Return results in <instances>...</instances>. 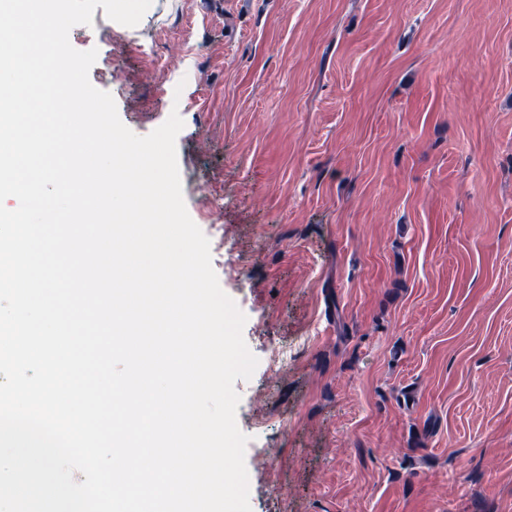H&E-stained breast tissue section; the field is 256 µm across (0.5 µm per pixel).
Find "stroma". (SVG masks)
<instances>
[{"label":"stroma","mask_w":512,"mask_h":512,"mask_svg":"<svg viewBox=\"0 0 512 512\" xmlns=\"http://www.w3.org/2000/svg\"><path fill=\"white\" fill-rule=\"evenodd\" d=\"M164 3L69 40L133 133L184 122L251 512H512V0Z\"/></svg>","instance_id":"obj_1"}]
</instances>
